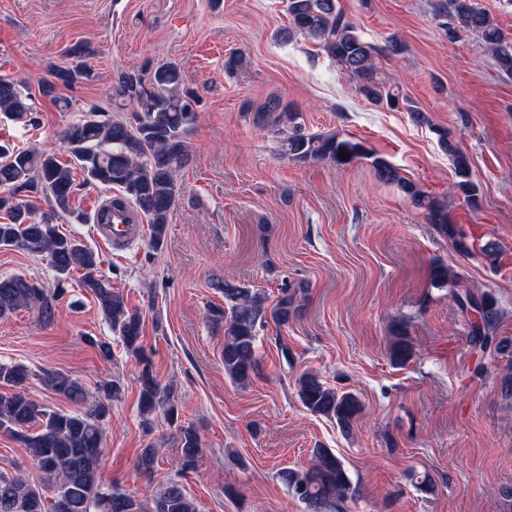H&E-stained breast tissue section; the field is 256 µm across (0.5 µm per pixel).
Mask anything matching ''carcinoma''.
I'll use <instances>...</instances> for the list:
<instances>
[{
	"mask_svg": "<svg viewBox=\"0 0 512 512\" xmlns=\"http://www.w3.org/2000/svg\"><path fill=\"white\" fill-rule=\"evenodd\" d=\"M287 14L288 26L281 32L284 40L301 36L313 41L355 80L365 100L388 109L399 107V92L381 73L376 57L402 54L405 46L400 38L390 36L383 48L364 40L338 6V0H287ZM435 16L441 19L449 42L462 34L474 35L500 69L512 74V38L504 35L477 0H436ZM94 55L89 44H72L66 56L73 65L51 67L39 91L50 96L60 85L73 89L92 80L94 72L87 59ZM113 89L118 111L129 108L131 116L90 112L71 122L62 132L67 160L52 149L0 144V249L44 258L55 274L52 288L23 275H1L0 318L9 317L19 308L34 307L44 321H51L62 285L72 272H80L83 287L95 295L112 334L121 339L126 353L140 368L138 406L143 422L151 423L152 416L159 413L176 428L181 471L187 474L200 465L201 440L193 426L181 423L173 387L160 385L154 375L143 348L142 311L129 306L123 293L101 273L98 253L78 237L60 231L59 219L68 216L84 222L71 207L79 185L116 188L121 198L114 205L122 208L132 203L147 219L150 248L162 250L178 199V175L190 158L189 135L197 124L198 113L187 108L199 102V96L185 85L183 70L174 61L121 71ZM247 110L252 112L256 128L279 135L282 154L293 160L344 167L369 156L360 142L306 132L298 114L276 95ZM35 112L28 84L1 77L0 113L33 126ZM440 144L454 166V193L476 204L480 189L471 179L468 155L446 132L440 134ZM341 152L349 158H340ZM373 167L379 180L396 185L414 206L426 212L428 222L448 237L457 252L471 253L468 237L448 222L443 204L430 199L386 160L373 159ZM76 170L83 177L80 184L74 178ZM34 194L45 198L47 209L33 205ZM430 283L448 289L459 309L475 316L470 341L477 350L494 359L509 358L502 370L501 385L504 398L512 401V338L499 334L500 314L495 300L488 294L477 296L459 288L458 277L441 264L431 267ZM211 287L224 297V306H213L206 314L207 322L224 337V372L235 385L246 388L261 376L257 359L260 331L270 325L278 329L288 326L301 307L298 291L285 283L271 304L262 292L241 281L216 278ZM413 354L406 322L401 320L391 331L390 360L404 365ZM29 377L23 365L0 364V386L6 387L0 392V430L27 449L31 466L53 492L48 496L43 488L26 479L0 471V512H196L192 498L176 480L165 481L160 492L148 501L106 484L102 423L109 415L111 402L121 396L119 381L104 384L103 397L85 410L62 412L38 403L25 391ZM41 380L50 391L75 403L86 400L85 388L76 377L46 370ZM296 393L311 414L336 422L347 434L363 412L357 393L332 388L316 373L300 374ZM160 448L156 442L145 446L138 460L141 470L154 472ZM279 478L308 512H344L345 502L358 495L343 461L329 448L314 449L307 466L283 469Z\"/></svg>",
	"mask_w": 512,
	"mask_h": 512,
	"instance_id": "cac0c4a2",
	"label": "carcinoma"
}]
</instances>
